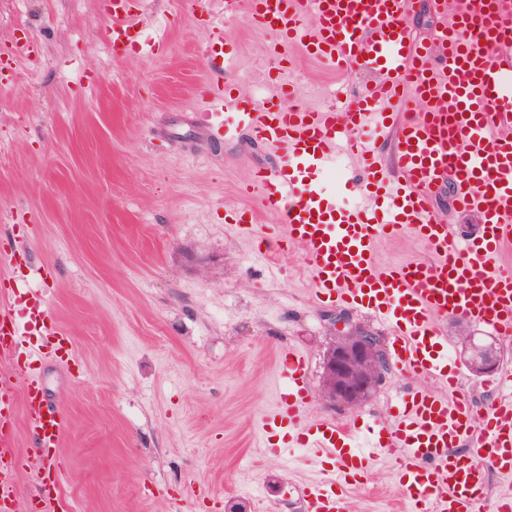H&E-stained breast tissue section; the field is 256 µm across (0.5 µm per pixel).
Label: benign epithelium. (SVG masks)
I'll use <instances>...</instances> for the list:
<instances>
[{
    "label": "benign epithelium",
    "mask_w": 512,
    "mask_h": 512,
    "mask_svg": "<svg viewBox=\"0 0 512 512\" xmlns=\"http://www.w3.org/2000/svg\"><path fill=\"white\" fill-rule=\"evenodd\" d=\"M337 340L330 343L321 380L323 398L331 406L354 411L361 408L386 380L390 360L379 337L358 332L350 318L342 313L330 318ZM465 354L469 370L477 376L492 375L501 365L497 348L478 346L475 337H465Z\"/></svg>",
    "instance_id": "benign-epithelium-1"
}]
</instances>
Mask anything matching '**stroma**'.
Listing matches in <instances>:
<instances>
[{
    "label": "stroma",
    "mask_w": 512,
    "mask_h": 512,
    "mask_svg": "<svg viewBox=\"0 0 512 512\" xmlns=\"http://www.w3.org/2000/svg\"><path fill=\"white\" fill-rule=\"evenodd\" d=\"M133 6L141 40L166 39L157 55L113 52L107 0H0V51L24 36L40 46L38 63L0 82V252L15 256L0 289L42 290L76 361L37 364L70 424L56 512H190L198 485L207 512H300L315 463L265 454L258 420L288 346L306 356L311 413L354 420L317 394L338 308L246 190L274 165L271 147L246 128L204 137L193 114L215 41L245 98L279 75L296 104L332 106L368 76H336L299 50L279 62L270 33L225 17L224 0ZM245 208L275 237L273 257L231 228ZM348 496L351 512L402 508L382 457Z\"/></svg>",
    "instance_id": "stroma-1"
}]
</instances>
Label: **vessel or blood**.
Returning a JSON list of instances; mask_svg holds the SVG:
<instances>
[{"mask_svg":"<svg viewBox=\"0 0 512 512\" xmlns=\"http://www.w3.org/2000/svg\"><path fill=\"white\" fill-rule=\"evenodd\" d=\"M131 0H111L107 36L114 52L135 47ZM416 0H224V13L260 23L269 52L286 58L301 47L331 70L358 69L374 81L340 106H283L279 95L239 108L240 123L273 145L279 162L257 168L251 186L262 209L279 219L284 236L302 247L321 301L370 311L389 324L391 351L413 377L432 378L437 391H408L392 422L348 429L312 417L306 357L281 350L286 387L262 420L274 433L267 453L303 449L320 463L304 488L306 512H349L346 489L379 457H387L407 512H478L488 472L507 479L496 512H512V398L477 410L448 361L441 321L473 318L512 344V266L500 260L512 245V4L454 0L432 42L416 40L408 18ZM202 87L198 128L224 125ZM396 134V171L388 173L376 144ZM341 172L340 204L317 183ZM452 185L456 207L479 212L480 234L458 236L436 217L432 199ZM413 232L432 260L382 265L376 247ZM52 311L34 291L0 290V512H47L60 498L58 450L69 429L32 372L45 338L58 336ZM23 407L34 443L15 444V409ZM37 481L31 502L18 495V476Z\"/></svg>","mask_w":512,"mask_h":512,"instance_id":"1","label":"vessel or blood"}]
</instances>
